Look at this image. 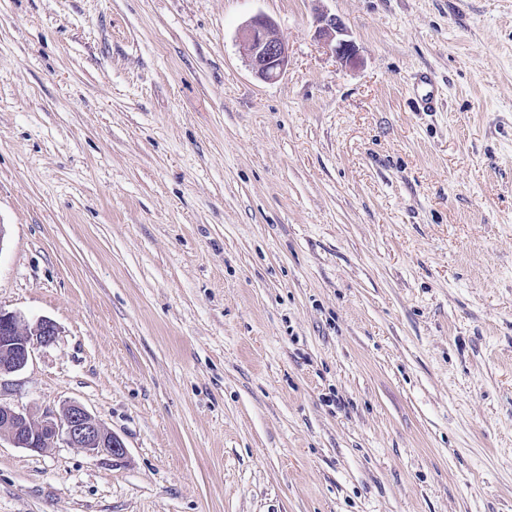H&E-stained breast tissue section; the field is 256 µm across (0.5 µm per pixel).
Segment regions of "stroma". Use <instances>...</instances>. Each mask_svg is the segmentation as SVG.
<instances>
[{
  "label": "stroma",
  "mask_w": 512,
  "mask_h": 512,
  "mask_svg": "<svg viewBox=\"0 0 512 512\" xmlns=\"http://www.w3.org/2000/svg\"><path fill=\"white\" fill-rule=\"evenodd\" d=\"M0 310V512H512V0H0ZM315 22L317 36L323 40L335 58L347 62L355 57V47L350 40L344 38L346 31L336 17L322 12L318 13ZM239 42L259 79L274 82L282 76L288 66V41L271 18H252L239 31ZM57 327L48 319L27 327L16 314L0 310V378L24 369L35 346L55 342ZM2 436H7L14 446L35 451L62 440L74 448H82L90 456L105 454L115 462H122L127 456L123 441L76 402L36 418L0 401Z\"/></svg>",
  "instance_id": "stroma-1"
}]
</instances>
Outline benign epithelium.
Returning <instances> with one entry per match:
<instances>
[{
	"label": "benign epithelium",
	"mask_w": 512,
	"mask_h": 512,
	"mask_svg": "<svg viewBox=\"0 0 512 512\" xmlns=\"http://www.w3.org/2000/svg\"><path fill=\"white\" fill-rule=\"evenodd\" d=\"M315 22L317 36L335 58L350 61L355 57V47L346 39V31L336 17L322 12ZM239 42L259 79L274 82L282 76L288 66V41L271 18L264 15L252 18L239 31ZM56 336L57 327L48 319H41L29 328L16 314L0 310V378L24 369L32 349L53 344ZM2 436L8 437L17 447L35 451L49 448L61 440L91 456L105 454L115 462L127 456L123 441L76 402L37 418L0 402Z\"/></svg>",
	"instance_id": "7a95c632"
}]
</instances>
